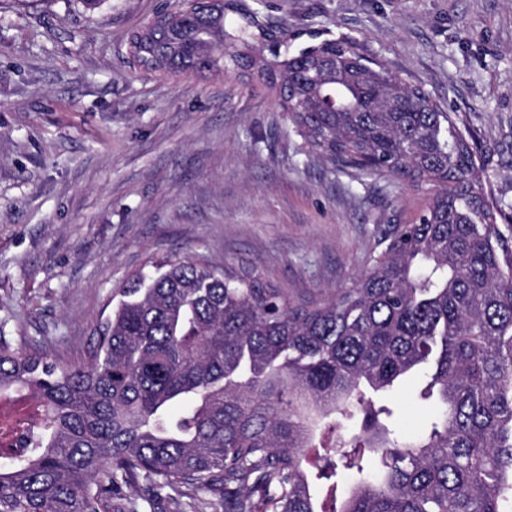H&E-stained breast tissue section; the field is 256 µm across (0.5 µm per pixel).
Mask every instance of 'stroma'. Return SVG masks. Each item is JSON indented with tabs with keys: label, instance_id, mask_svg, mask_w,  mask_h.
I'll return each instance as SVG.
<instances>
[{
	"label": "stroma",
	"instance_id": "1",
	"mask_svg": "<svg viewBox=\"0 0 512 512\" xmlns=\"http://www.w3.org/2000/svg\"><path fill=\"white\" fill-rule=\"evenodd\" d=\"M289 33L347 39L476 132L512 206V0H234ZM174 0H0V336L88 359L109 301L171 253L256 269L293 296L349 287L423 194L313 151L277 92L233 71L150 75L129 34ZM405 428L432 415L407 382Z\"/></svg>",
	"mask_w": 512,
	"mask_h": 512
}]
</instances>
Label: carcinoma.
<instances>
[{"mask_svg":"<svg viewBox=\"0 0 512 512\" xmlns=\"http://www.w3.org/2000/svg\"><path fill=\"white\" fill-rule=\"evenodd\" d=\"M231 8L190 30L160 14L130 34L129 63L265 81L312 148L425 189L423 205L326 298L172 254L115 290L87 361L0 343V398L39 409L0 463V512H138L113 488L141 479L212 512H512V222L474 138L347 40L283 55L281 32L243 14L225 48ZM338 87L345 108L328 112ZM410 380L434 409L416 435L383 421ZM343 420L358 432L336 433Z\"/></svg>","mask_w":512,"mask_h":512,"instance_id":"1","label":"carcinoma"}]
</instances>
